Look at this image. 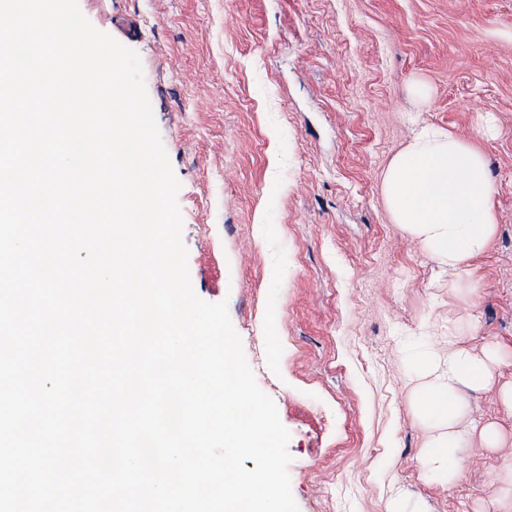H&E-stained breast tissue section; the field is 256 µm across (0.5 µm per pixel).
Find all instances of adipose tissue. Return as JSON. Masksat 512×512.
<instances>
[{"label": "adipose tissue", "mask_w": 512, "mask_h": 512, "mask_svg": "<svg viewBox=\"0 0 512 512\" xmlns=\"http://www.w3.org/2000/svg\"><path fill=\"white\" fill-rule=\"evenodd\" d=\"M383 194L394 223L458 279L473 281V262L488 250L498 224L495 184L478 144L439 128L419 129L390 161ZM413 362L431 377L419 398L436 427L425 445L427 476L451 484L459 477L451 461L469 437L458 428L462 392L493 383L494 356L461 346L452 331L445 355L424 349Z\"/></svg>", "instance_id": "obj_1"}]
</instances>
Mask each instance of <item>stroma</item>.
Masks as SVG:
<instances>
[{"label":"stroma","instance_id":"35a3bbf8","mask_svg":"<svg viewBox=\"0 0 512 512\" xmlns=\"http://www.w3.org/2000/svg\"><path fill=\"white\" fill-rule=\"evenodd\" d=\"M137 51L172 170L194 292L227 301L261 390L291 435L299 512H495L512 486V0H79ZM421 81L425 104L408 94ZM483 141L498 230L476 291L391 220L382 177L415 124ZM496 347L493 385L425 475L412 348Z\"/></svg>","mask_w":512,"mask_h":512}]
</instances>
